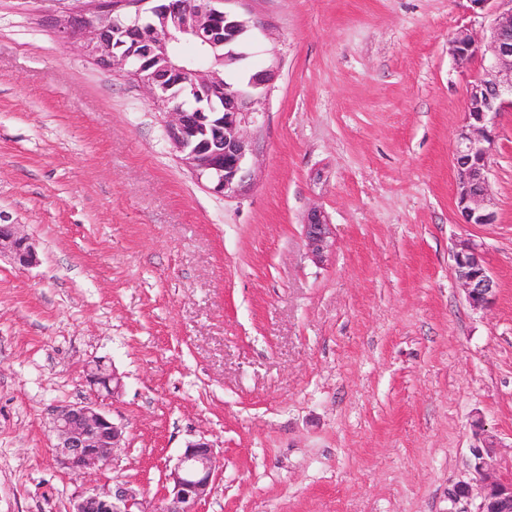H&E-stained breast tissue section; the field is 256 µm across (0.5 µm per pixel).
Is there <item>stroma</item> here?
<instances>
[{
    "instance_id": "obj_1",
    "label": "stroma",
    "mask_w": 512,
    "mask_h": 512,
    "mask_svg": "<svg viewBox=\"0 0 512 512\" xmlns=\"http://www.w3.org/2000/svg\"><path fill=\"white\" fill-rule=\"evenodd\" d=\"M87 0H0V512H68L88 485L160 498L190 441L218 465L198 512H448L474 425L512 477V112L498 118L492 224L455 203V138L486 35L463 0H236L244 66L271 69L240 195L181 163L148 88L55 23ZM332 226L309 251L312 212ZM463 239L496 277L473 310ZM121 375L125 442L87 480L55 461L49 411ZM7 256L20 269L36 266L39 262L30 238L20 234L15 224H0V259ZM83 373L86 384L92 389L104 392L111 398L120 395L123 388L122 377L105 360H93L84 367Z\"/></svg>"
}]
</instances>
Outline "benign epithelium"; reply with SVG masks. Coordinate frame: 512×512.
<instances>
[{
    "mask_svg": "<svg viewBox=\"0 0 512 512\" xmlns=\"http://www.w3.org/2000/svg\"><path fill=\"white\" fill-rule=\"evenodd\" d=\"M94 10L69 16L57 22L58 31L69 39H79L83 48L103 67L121 72L145 84L152 100H172L173 83L158 73H148L147 60L166 50L172 39L167 28L143 26V13L191 20L184 33L206 50L235 44L243 47L248 25L239 14L226 9L233 0H209L194 6L192 0H163L146 11L138 5L146 0H90ZM469 10H492L489 33L475 40L464 30L453 38V51L459 60L479 59L480 74L471 84L466 103V123L459 131L453 151L458 175L456 206L468 224H493L496 216L489 208V158L495 144L499 114L512 110V0H467ZM135 5L132 24L121 25L114 12L121 6ZM196 81L210 90L208 105L186 110L176 103L166 109L165 132L182 163L208 190L233 197L246 186L250 144L243 127L255 121L272 70L256 71L233 88L224 72L197 60L191 66ZM312 251L320 255L329 247L330 227L319 214H312L305 225ZM27 269L38 264L35 246L20 234L15 224H0V257ZM454 271L475 310L488 309L497 295V282L489 273L479 248L460 244L453 255ZM84 380L98 392L115 398L123 388L122 377L102 359L84 367ZM52 433L56 462L77 475L110 468L122 448V426L113 422L109 411L98 403L56 406L52 410ZM497 438L484 433L470 447V468L476 481L459 480L448 490V512H512V480L497 476L492 464ZM217 459L205 439L190 442L178 456L166 478L169 489L162 498L149 501L125 483L93 485L78 495L70 512H197V504L211 491ZM476 508H471L474 500Z\"/></svg>",
    "mask_w": 512,
    "mask_h": 512,
    "instance_id": "1",
    "label": "benign epithelium"
}]
</instances>
